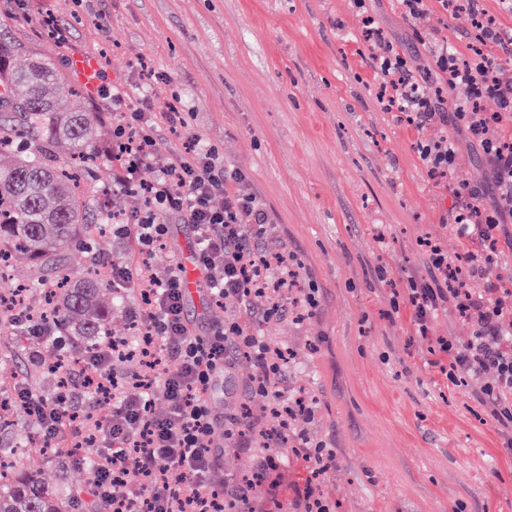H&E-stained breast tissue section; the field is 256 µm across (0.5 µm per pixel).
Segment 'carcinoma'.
I'll return each mask as SVG.
<instances>
[{
  "instance_id": "obj_1",
  "label": "carcinoma",
  "mask_w": 512,
  "mask_h": 512,
  "mask_svg": "<svg viewBox=\"0 0 512 512\" xmlns=\"http://www.w3.org/2000/svg\"><path fill=\"white\" fill-rule=\"evenodd\" d=\"M21 45L0 44V265L16 260L30 264L32 277H49L42 304L31 312L33 320L62 329L83 347L95 344L108 332L109 307L103 299L108 273L96 239L112 223V188L99 174L93 148L106 129L93 113L75 103L81 94L47 60L30 57L21 66L11 58ZM72 151L63 161L57 148ZM87 251V272L74 280L62 252L72 244ZM28 365L27 381L42 386L59 373ZM11 418L0 415V512H78L81 491L60 493L57 488L20 465L21 451L9 436ZM33 451L44 452L38 436L28 440ZM58 473L72 462V450L57 453Z\"/></svg>"
}]
</instances>
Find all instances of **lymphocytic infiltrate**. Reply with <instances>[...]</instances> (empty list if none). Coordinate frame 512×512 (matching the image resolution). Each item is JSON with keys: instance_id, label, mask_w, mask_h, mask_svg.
I'll list each match as a JSON object with an SVG mask.
<instances>
[{"instance_id": "obj_1", "label": "lymphocytic infiltrate", "mask_w": 512, "mask_h": 512, "mask_svg": "<svg viewBox=\"0 0 512 512\" xmlns=\"http://www.w3.org/2000/svg\"><path fill=\"white\" fill-rule=\"evenodd\" d=\"M362 23L373 67L382 78V110L398 113L400 120L415 127L453 125L485 159L484 177L460 185L453 178L458 164L455 140L418 145L427 177L448 189V228L467 241L468 248L453 260L438 245L427 244L428 275L409 281L407 300L423 334L448 302L471 320L473 334L466 345L439 343L448 356V377L461 383L493 370L496 382L482 389L480 399L495 420L512 427V403L506 400L512 392V277L497 272L499 231L512 223V134L496 140L487 136L490 126L512 125V83L502 81V59L495 53L478 51L462 60L444 43L433 49V67L412 73L391 41L374 28L372 17L363 16ZM447 88L456 91V98L444 96ZM99 93L111 98L117 111L105 151L112 163V191L137 200L129 217L112 225L113 241L126 250L110 265L112 288L137 302L128 310L133 335L101 340L81 368L85 377L97 381L96 390L82 403L84 411L103 402L112 405L108 420L89 424L92 487L107 512H223L208 481L224 452L215 430L223 428L225 439L246 449L255 444L259 422L217 410L210 394L235 355L249 353L256 368L253 386L266 394L270 417L286 414L285 397L271 382L281 374L283 363L273 359L258 329L284 309L293 275L288 253L278 247L257 197L229 190L231 176L214 146L189 134L188 157L162 152L160 128L187 132L184 110L171 108L158 121L150 96H142L134 110L126 112L120 89L104 86ZM485 98L495 101L496 111L480 108ZM147 170L154 173L148 183L142 179ZM218 198L223 201L219 207L214 204ZM174 220L193 228L211 301L237 302L236 313L202 334L184 316L179 261L162 269L147 263L148 256L166 246ZM459 267L468 280L484 278V291L473 292L466 283L452 286ZM257 294L268 295L265 307L254 306ZM75 396L66 389L47 402L24 385L17 401L35 408L43 440L61 447L62 418L71 411ZM159 400L165 409H156ZM118 486L123 489L119 495L114 492Z\"/></svg>"}]
</instances>
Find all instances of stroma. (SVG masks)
I'll list each match as a JSON object with an SVG mask.
<instances>
[{
	"label": "stroma",
	"instance_id": "obj_1",
	"mask_svg": "<svg viewBox=\"0 0 512 512\" xmlns=\"http://www.w3.org/2000/svg\"><path fill=\"white\" fill-rule=\"evenodd\" d=\"M67 31L58 44L27 21L25 0H0V42H18L70 74L89 53L102 81L142 94L156 114L180 105L192 132L217 147L239 188L263 203L277 238L295 257V295L260 328L289 359L287 398L313 411L273 447H225L213 485H257L256 512H294L313 489L331 512H512V432L478 398L487 370L452 383L437 340L463 345L470 321L439 311L419 336L396 290L427 267L419 242L449 256L466 243L444 224L450 199L428 180L417 142L452 127L406 125L377 102L379 76L359 33L371 15L412 71L432 63L435 40L464 55L479 47L465 18L430 0L417 18L396 0H41ZM154 70L145 75L139 61ZM255 374L241 356L213 388V401L259 412ZM334 460L316 473L294 452L300 433Z\"/></svg>",
	"mask_w": 512,
	"mask_h": 512
}]
</instances>
